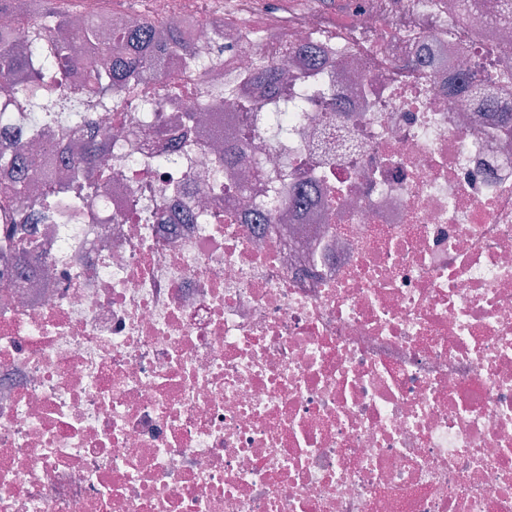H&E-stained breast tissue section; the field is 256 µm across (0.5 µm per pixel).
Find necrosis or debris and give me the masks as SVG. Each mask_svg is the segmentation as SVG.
<instances>
[{"mask_svg": "<svg viewBox=\"0 0 512 512\" xmlns=\"http://www.w3.org/2000/svg\"><path fill=\"white\" fill-rule=\"evenodd\" d=\"M450 2L349 0L280 41L260 0H145L210 64L168 55L42 139L58 170L100 135L110 179L98 223L0 257V512H512V124L463 91L512 101V29ZM259 54L327 97L289 110L246 82ZM227 86L251 109L218 135Z\"/></svg>", "mask_w": 512, "mask_h": 512, "instance_id": "necrosis-or-debris-1", "label": "necrosis or debris"}]
</instances>
